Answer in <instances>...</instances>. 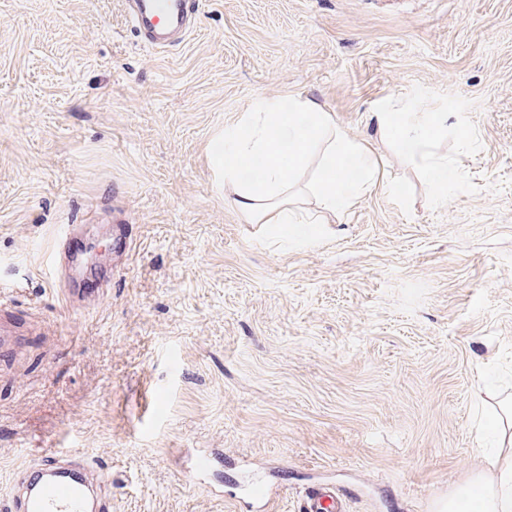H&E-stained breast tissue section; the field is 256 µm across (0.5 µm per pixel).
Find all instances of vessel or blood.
Listing matches in <instances>:
<instances>
[{"label":"vessel or blood","mask_w":512,"mask_h":512,"mask_svg":"<svg viewBox=\"0 0 512 512\" xmlns=\"http://www.w3.org/2000/svg\"><path fill=\"white\" fill-rule=\"evenodd\" d=\"M126 7L141 39L157 47L170 46L195 15L194 0H126ZM80 230L66 224L56 233L60 254L77 253ZM1 506L6 512H112V498L104 489L100 463L68 451L24 469ZM298 512H345V507L335 490L322 488L306 494Z\"/></svg>","instance_id":"vessel-or-blood-1"}]
</instances>
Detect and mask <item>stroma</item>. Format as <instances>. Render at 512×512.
<instances>
[{
	"label": "stroma",
	"mask_w": 512,
	"mask_h": 512,
	"mask_svg": "<svg viewBox=\"0 0 512 512\" xmlns=\"http://www.w3.org/2000/svg\"><path fill=\"white\" fill-rule=\"evenodd\" d=\"M261 97H311L371 148L335 223L252 224L211 147ZM421 100L461 179L434 201L372 114ZM129 224L128 243L109 233ZM61 224L111 272L71 304ZM0 498L71 450L112 512H436L474 481L512 402V0H199L144 43L124 0H0ZM62 228L55 235V243L59 254L72 255L79 250L82 236L80 224H62ZM299 512H345L343 499L336 490L322 488L310 491L301 501Z\"/></svg>",
	"instance_id": "obj_1"
}]
</instances>
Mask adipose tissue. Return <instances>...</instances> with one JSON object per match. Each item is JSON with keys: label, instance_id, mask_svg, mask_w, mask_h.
Returning a JSON list of instances; mask_svg holds the SVG:
<instances>
[{"label": "adipose tissue", "instance_id": "obj_1", "mask_svg": "<svg viewBox=\"0 0 512 512\" xmlns=\"http://www.w3.org/2000/svg\"><path fill=\"white\" fill-rule=\"evenodd\" d=\"M372 117L406 154L425 158L432 196L446 198L449 183L460 180V172L448 161L428 158L427 146L446 129L447 113L431 111L423 102L403 101L380 107ZM317 155L322 163L307 196L326 224L373 185L376 161L366 147L337 128L332 113L319 101L307 97L285 104L260 98L237 124L225 128L213 159L234 193L236 207L251 223L294 224L303 198L295 190L297 179ZM247 159L262 166L261 176L249 182L242 178ZM489 464L497 470V479L490 486L478 484L465 503L466 512H512V460L496 456Z\"/></svg>", "mask_w": 512, "mask_h": 512}]
</instances>
